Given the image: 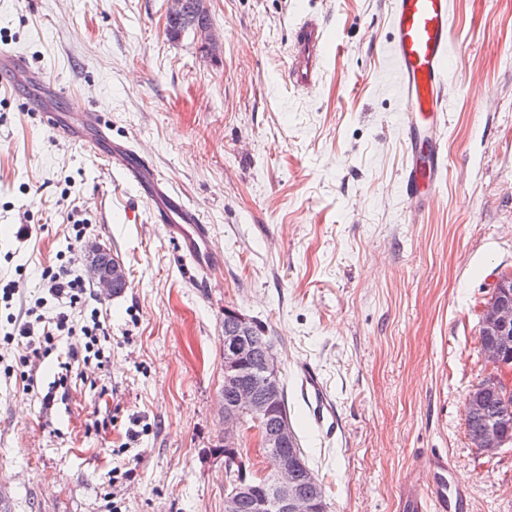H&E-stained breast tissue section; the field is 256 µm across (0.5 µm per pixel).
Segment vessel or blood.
<instances>
[{"label":"vessel or blood","instance_id":"1","mask_svg":"<svg viewBox=\"0 0 512 512\" xmlns=\"http://www.w3.org/2000/svg\"><path fill=\"white\" fill-rule=\"evenodd\" d=\"M389 20L388 52L401 99L397 126L405 148L400 184L416 215L433 204L447 168L444 131L450 99L445 76L451 61V2L391 0ZM325 28V19L312 14L301 16L294 27L286 79L298 90L316 88L322 79ZM2 74L24 80L30 72L20 53L0 51ZM157 217L183 238L186 251L198 268H210L209 230L195 210L179 202L172 207H158ZM300 372L302 395L314 424L327 435H334L335 400L311 367H301ZM425 464L432 479L411 485L403 499L405 512H462L468 491L450 479L447 456L429 453Z\"/></svg>","mask_w":512,"mask_h":512}]
</instances>
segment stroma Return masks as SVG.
<instances>
[{"mask_svg": "<svg viewBox=\"0 0 512 512\" xmlns=\"http://www.w3.org/2000/svg\"><path fill=\"white\" fill-rule=\"evenodd\" d=\"M170 4L0 0V46L35 70L0 82V289L19 288L0 302V332L23 306L55 317L42 273L87 278L88 245L127 272L122 293L89 286L72 310L105 320L109 362L76 367L52 406L39 392L55 357L32 364L31 391L19 348L0 345L10 512H224L228 308L260 323L279 357L329 512H401L406 476L429 481L435 449L469 491L465 512H512V443L490 455L466 429L468 394L489 373L479 311L512 273V0H451L448 170L416 219L400 190L389 0H207L209 55L192 35L169 38ZM304 12L326 18L332 47L322 82L299 92L283 71ZM87 106L106 131L83 125ZM38 107L75 140L42 127ZM121 146L201 214L218 265L195 269L155 221L150 189L107 166ZM304 364L336 401L333 437L310 419Z\"/></svg>", "mask_w": 512, "mask_h": 512, "instance_id": "obj_1", "label": "stroma"}]
</instances>
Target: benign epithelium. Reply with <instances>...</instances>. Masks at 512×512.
Here are the masks:
<instances>
[{"label": "benign epithelium", "mask_w": 512, "mask_h": 512, "mask_svg": "<svg viewBox=\"0 0 512 512\" xmlns=\"http://www.w3.org/2000/svg\"><path fill=\"white\" fill-rule=\"evenodd\" d=\"M89 272L96 284L109 293L127 282L123 264L101 248L89 247ZM231 322L224 329V447L237 449L240 433L252 421L256 447L275 452L271 466L235 483L224 500V512H237L242 499L254 512H326L315 478L303 482L308 471L300 455L290 450L295 433L282 412L280 363L270 347L256 352L251 343L254 320L232 309L224 310ZM481 348L494 373L471 392L467 406L474 414L485 410L487 394L512 395V275L499 278L482 309ZM508 417L492 416L471 439L476 448L493 452L506 444L503 430Z\"/></svg>", "instance_id": "obj_1"}]
</instances>
